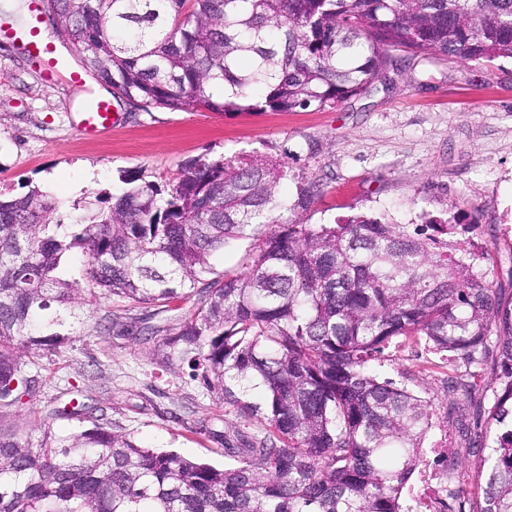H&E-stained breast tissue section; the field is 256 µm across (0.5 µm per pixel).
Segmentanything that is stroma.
Returning <instances> with one entry per match:
<instances>
[{"instance_id":"1","label":"stroma","mask_w":512,"mask_h":512,"mask_svg":"<svg viewBox=\"0 0 512 512\" xmlns=\"http://www.w3.org/2000/svg\"><path fill=\"white\" fill-rule=\"evenodd\" d=\"M29 4L0 0V23L45 29L64 68L81 71V53L63 45L47 17L33 19ZM42 71L23 41L0 39V191L19 195L27 184L44 186L60 201L65 223H84L96 195L119 188L120 173L163 185L189 160L264 155L290 169L285 201H296L304 185H318L306 211L310 223L365 213L406 224L426 212L473 225L476 241L495 252L492 278L502 301L512 302V223L504 221L512 207L511 61L418 60L389 71L388 84L321 111L146 112L122 102L111 132L96 138L82 134L77 115L108 90L88 73L79 83L50 84ZM274 230L264 224L227 245L213 258L215 271L243 272L258 239ZM121 310L118 301L82 305L78 336L41 359L40 389L15 417L67 430L72 423L59 411L77 401L95 405L143 446L223 466L218 444L194 429L210 419L224 430L239 422L236 413L216 404L189 370L165 371L152 358L184 311L128 310L136 335L116 339L103 325L108 312ZM424 364L403 346L377 371L442 409L441 376L424 373Z\"/></svg>"}]
</instances>
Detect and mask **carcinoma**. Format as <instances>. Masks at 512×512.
<instances>
[{
	"mask_svg": "<svg viewBox=\"0 0 512 512\" xmlns=\"http://www.w3.org/2000/svg\"><path fill=\"white\" fill-rule=\"evenodd\" d=\"M59 35L89 73L144 111L323 110L368 92L399 60L512 61V0H50ZM288 167L234 156L181 167L166 188L126 173L83 224L43 222L57 202L38 186L0 192V512H402L431 404L373 363L396 344L448 351L473 370L446 376L465 409L493 363L479 512H512V305L483 262L453 240L469 224H393L364 214L304 216L312 192L281 195ZM291 213L246 271L211 259L252 226ZM88 258L86 290L67 278ZM131 307L191 302L155 348L188 365L217 403L257 419L196 428L224 446L217 468L141 446L105 412L61 411L73 428L21 425L41 352L70 343L85 298ZM107 331L132 334L120 313ZM41 431L38 440L32 430Z\"/></svg>",
	"mask_w": 512,
	"mask_h": 512,
	"instance_id": "1",
	"label": "carcinoma"
}]
</instances>
